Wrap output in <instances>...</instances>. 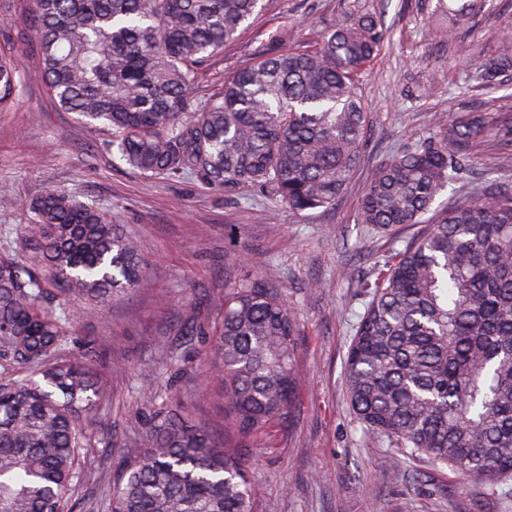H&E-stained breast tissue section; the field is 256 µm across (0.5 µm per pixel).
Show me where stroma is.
I'll list each match as a JSON object with an SVG mask.
<instances>
[{
	"instance_id": "35a3bbf8",
	"label": "stroma",
	"mask_w": 512,
	"mask_h": 512,
	"mask_svg": "<svg viewBox=\"0 0 512 512\" xmlns=\"http://www.w3.org/2000/svg\"><path fill=\"white\" fill-rule=\"evenodd\" d=\"M466 20L460 0H372L388 40L380 61L360 79L371 114L364 163L334 208L300 217L259 189L240 197L190 176L148 179L114 157L111 129L91 127L62 110L44 78L31 29L33 0H0V51L16 60L20 90L0 111V254L21 250L26 205L57 187L98 206L138 245L148 289L91 307L64 303L65 355L83 357L110 386L88 417V456L68 494L70 512H98L112 492L116 466L153 405L173 401L196 424L232 445L222 391L205 385L212 341L174 369L165 356L180 328L214 327L222 300L241 271L224 265L238 253L282 292L299 330L303 382L290 420L250 456L254 512H512V497L470 482L460 492L448 467L426 457L401 459L365 438L348 405L344 361L353 328L369 300L373 269L390 240L367 233L357 217L372 172L411 138L435 133V120L474 109L512 112V71L486 86L470 65L495 56L512 33V0H477ZM341 0H263L261 10L207 66L197 96L224 87L226 72L252 64L268 31L288 32V46L319 37Z\"/></svg>"
}]
</instances>
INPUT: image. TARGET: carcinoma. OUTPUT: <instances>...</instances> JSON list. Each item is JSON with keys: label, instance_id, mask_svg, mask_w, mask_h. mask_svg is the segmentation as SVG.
<instances>
[{"label": "carcinoma", "instance_id": "cac0c4a2", "mask_svg": "<svg viewBox=\"0 0 512 512\" xmlns=\"http://www.w3.org/2000/svg\"><path fill=\"white\" fill-rule=\"evenodd\" d=\"M259 2L34 0L32 27L59 106L111 128L130 168L192 175L228 195L259 188L295 215L331 208L361 167L371 121L358 79L386 32L370 0H345L314 47H283L279 29L199 102L204 66ZM509 69V38L477 63L487 81ZM19 84L0 57V105ZM485 141L512 152L511 112H459L373 171L358 223L394 247L375 269L345 381L365 435L498 490L512 481V184L472 176ZM452 183L469 188L433 211ZM28 209L22 242L59 293L101 302L147 287L137 245L100 208L49 188ZM64 321L38 269L0 256V359L33 369L0 381V512H62L85 465L77 420L105 387L82 359L59 357ZM297 332L270 283L245 275L226 290L209 370L237 446L160 405L134 439L138 454L119 465L108 512H253L247 455L292 413Z\"/></svg>", "mask_w": 512, "mask_h": 512}]
</instances>
